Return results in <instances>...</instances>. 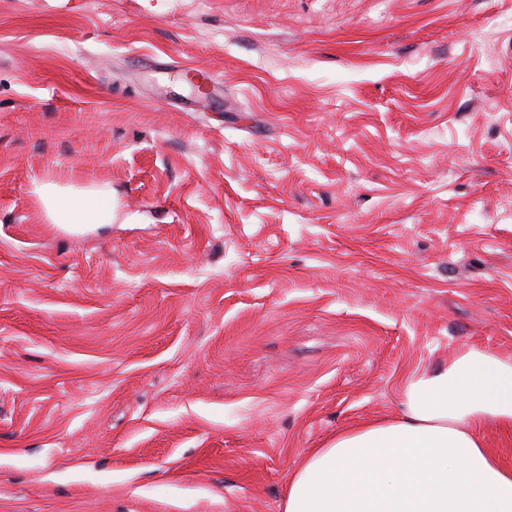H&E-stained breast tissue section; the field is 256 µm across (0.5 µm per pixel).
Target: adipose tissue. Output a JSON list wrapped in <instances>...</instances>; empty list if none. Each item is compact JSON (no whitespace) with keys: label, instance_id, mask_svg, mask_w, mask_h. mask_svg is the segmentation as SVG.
Segmentation results:
<instances>
[{"label":"adipose tissue","instance_id":"adipose-tissue-1","mask_svg":"<svg viewBox=\"0 0 512 512\" xmlns=\"http://www.w3.org/2000/svg\"><path fill=\"white\" fill-rule=\"evenodd\" d=\"M34 192L49 223H111L108 188L53 181ZM404 413L337 434L292 470L283 512H512V466L485 448L481 428L512 426V359L468 348L446 368L411 373Z\"/></svg>","mask_w":512,"mask_h":512}]
</instances>
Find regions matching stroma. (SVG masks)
<instances>
[{
    "label": "stroma",
    "mask_w": 512,
    "mask_h": 512,
    "mask_svg": "<svg viewBox=\"0 0 512 512\" xmlns=\"http://www.w3.org/2000/svg\"><path fill=\"white\" fill-rule=\"evenodd\" d=\"M470 347L512 358V0H0V512H282ZM34 193L41 202L49 224L90 227L112 223V189H65L54 181H40Z\"/></svg>",
    "instance_id": "35a3bbf8"
}]
</instances>
